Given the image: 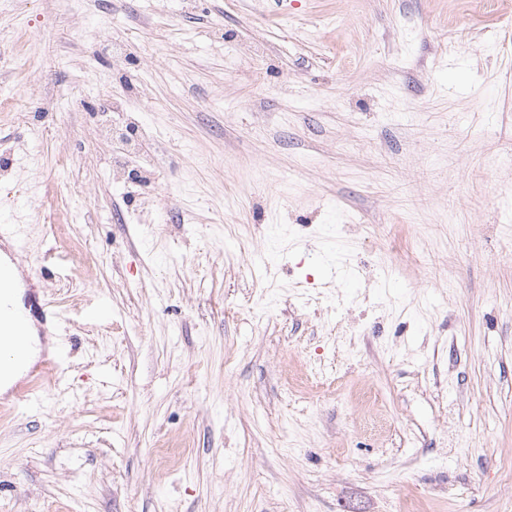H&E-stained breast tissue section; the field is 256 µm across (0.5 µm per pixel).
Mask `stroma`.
<instances>
[{
	"label": "stroma",
	"instance_id": "35a3bbf8",
	"mask_svg": "<svg viewBox=\"0 0 512 512\" xmlns=\"http://www.w3.org/2000/svg\"><path fill=\"white\" fill-rule=\"evenodd\" d=\"M3 55L57 317L0 512H512V0H0Z\"/></svg>",
	"mask_w": 512,
	"mask_h": 512
}]
</instances>
